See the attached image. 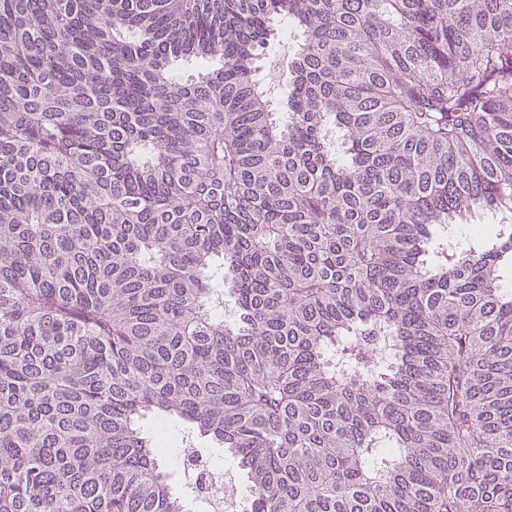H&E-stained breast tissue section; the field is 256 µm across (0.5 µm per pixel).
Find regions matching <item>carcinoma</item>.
I'll list each match as a JSON object with an SVG mask.
<instances>
[{"label":"carcinoma","mask_w":512,"mask_h":512,"mask_svg":"<svg viewBox=\"0 0 512 512\" xmlns=\"http://www.w3.org/2000/svg\"><path fill=\"white\" fill-rule=\"evenodd\" d=\"M494 208L512 0H0V512H512ZM293 44V37L290 36L288 29L285 28L282 30L281 34L270 44L265 52L266 55L263 58L261 63L262 68L259 72V78L262 80L263 76L268 74L266 78H273L276 75V72L268 71V67L270 63L276 65V70L280 69L281 66L284 65L287 61L288 54L290 53L291 47ZM282 72V70H281ZM165 430L167 434L162 439L165 443L163 469L167 472L173 488L179 489L187 483L180 466V448L185 444L189 431L179 422H171ZM204 454L212 456V460L216 466L222 467L224 470L230 472L236 479L242 501L246 502L249 495V483L245 477L240 475L237 468V463L231 458L230 455L225 454L221 448H208L205 449ZM197 460L195 466L184 468L189 476V487L193 490H199L200 494H205L211 501V512H240L242 504L239 499L233 501L226 500L224 497V487L231 482V476L217 470L209 462V459L199 453L194 456Z\"/></svg>","instance_id":"carcinoma-1"}]
</instances>
